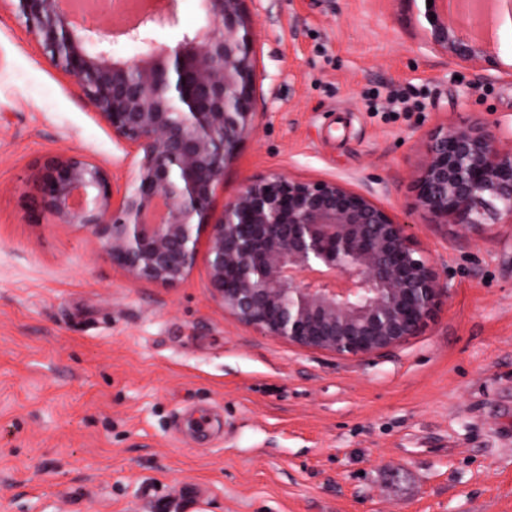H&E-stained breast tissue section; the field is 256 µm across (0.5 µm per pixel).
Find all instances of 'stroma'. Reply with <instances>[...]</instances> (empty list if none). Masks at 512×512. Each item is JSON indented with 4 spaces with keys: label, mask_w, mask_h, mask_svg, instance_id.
Listing matches in <instances>:
<instances>
[{
    "label": "stroma",
    "mask_w": 512,
    "mask_h": 512,
    "mask_svg": "<svg viewBox=\"0 0 512 512\" xmlns=\"http://www.w3.org/2000/svg\"><path fill=\"white\" fill-rule=\"evenodd\" d=\"M258 125L249 178H342L448 273L419 334L359 361L258 335L207 287L131 280L37 205L81 155L115 193L133 147L0 0V512H512V224L413 209L442 125L512 127V75L423 46L424 0H248ZM213 417L206 435L185 425Z\"/></svg>",
    "instance_id": "1"
}]
</instances>
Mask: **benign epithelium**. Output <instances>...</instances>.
Listing matches in <instances>:
<instances>
[{"label": "benign epithelium", "instance_id": "obj_1", "mask_svg": "<svg viewBox=\"0 0 512 512\" xmlns=\"http://www.w3.org/2000/svg\"><path fill=\"white\" fill-rule=\"evenodd\" d=\"M48 61L72 76L112 136L137 149L119 200L105 168L48 158L38 207L95 236L134 281L174 285L207 236V281L226 312L262 336L358 359L417 335L447 278L373 195L342 180H247L216 215L224 169L257 127L255 34L246 0H201L207 25L173 46L145 12L126 32L147 50L114 54L112 5L88 19L69 0H17ZM512 0H433L424 47L485 64ZM413 207L434 224H512V147L497 125L440 126L426 144Z\"/></svg>", "mask_w": 512, "mask_h": 512}]
</instances>
